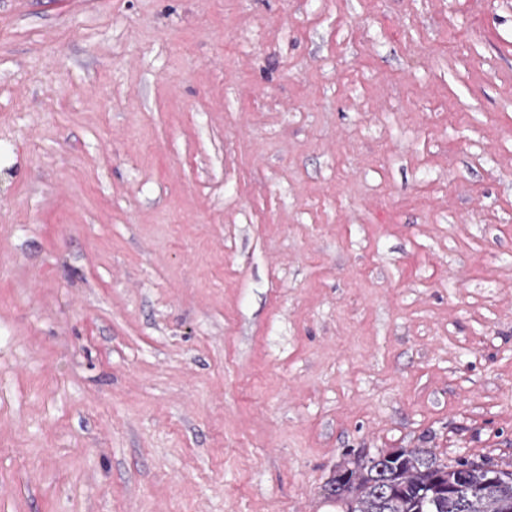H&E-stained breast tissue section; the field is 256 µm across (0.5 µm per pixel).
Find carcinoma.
Masks as SVG:
<instances>
[{
	"label": "carcinoma",
	"mask_w": 512,
	"mask_h": 512,
	"mask_svg": "<svg viewBox=\"0 0 512 512\" xmlns=\"http://www.w3.org/2000/svg\"><path fill=\"white\" fill-rule=\"evenodd\" d=\"M486 459L444 464L430 451L407 452L399 466L385 453L340 467L327 481L326 497L352 503L355 512H502L512 509V480L483 485ZM458 494H446L448 485Z\"/></svg>",
	"instance_id": "1"
}]
</instances>
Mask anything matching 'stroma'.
<instances>
[{
    "label": "stroma",
    "instance_id": "stroma-1",
    "mask_svg": "<svg viewBox=\"0 0 512 512\" xmlns=\"http://www.w3.org/2000/svg\"><path fill=\"white\" fill-rule=\"evenodd\" d=\"M512 469V0H0V512H343ZM386 453L356 460L353 468L339 467L325 485L326 497L353 503L354 512H512V480L500 482L511 479L512 471L490 459L478 464L463 457L448 465L414 448L396 467ZM486 465L495 467L486 468L485 479ZM484 479L500 483L485 486ZM452 485L458 495H451ZM481 485L482 494L471 496L470 489Z\"/></svg>",
    "mask_w": 512,
    "mask_h": 512
}]
</instances>
